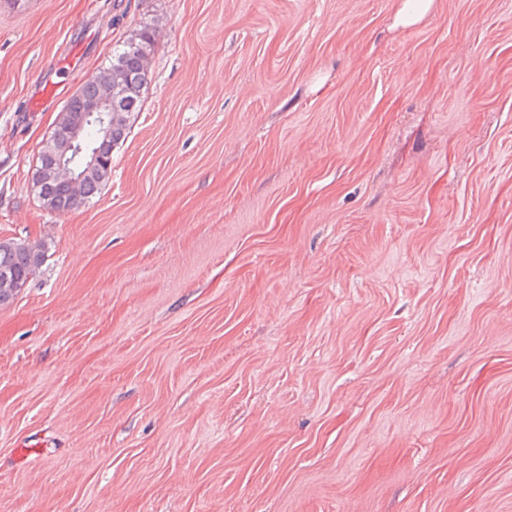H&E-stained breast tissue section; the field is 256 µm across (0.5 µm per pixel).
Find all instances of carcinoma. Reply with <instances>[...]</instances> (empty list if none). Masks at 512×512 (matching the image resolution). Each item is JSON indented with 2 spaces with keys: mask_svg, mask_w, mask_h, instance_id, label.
I'll return each mask as SVG.
<instances>
[{
  "mask_svg": "<svg viewBox=\"0 0 512 512\" xmlns=\"http://www.w3.org/2000/svg\"><path fill=\"white\" fill-rule=\"evenodd\" d=\"M152 33L143 29L137 34L121 42L112 53V59L104 71H116L122 76L120 93L125 106L112 113V130L105 134L99 123H86L82 131V145L87 151H97L103 157L112 158L113 150L122 143L131 128V119L141 111L143 106V88L147 82L145 59L152 51ZM97 86L94 78L87 79L80 96L67 102L70 116L65 118L56 129L53 137L47 140L38 156L35 172H40L52 157L68 150L70 126L95 97ZM110 170L105 168L101 174L87 180L84 194L80 198L71 196L67 186L54 182L40 186L38 196L44 207L55 214H66L82 203L88 202L101 190L109 179ZM45 261V245L23 241L0 242V270L7 269L16 279L27 282L32 279Z\"/></svg>",
  "mask_w": 512,
  "mask_h": 512,
  "instance_id": "cac0c4a2",
  "label": "carcinoma"
}]
</instances>
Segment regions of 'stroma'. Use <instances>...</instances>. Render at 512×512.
I'll list each match as a JSON object with an SVG mask.
<instances>
[{
	"mask_svg": "<svg viewBox=\"0 0 512 512\" xmlns=\"http://www.w3.org/2000/svg\"><path fill=\"white\" fill-rule=\"evenodd\" d=\"M0 0V512H512V0ZM153 35L112 176L67 100ZM57 92L30 111L43 75ZM152 33L143 29L130 38L121 42L112 53L108 67L99 74L116 71L122 76L120 93L125 106L117 112H112V101L116 108L122 105L117 87H113L112 78L102 79L98 83V93L94 103L88 109L90 119H100L103 128L112 130L109 134L102 132L99 123L87 122L82 131V145L87 151H98L107 160H112L113 150L122 143L131 128V119L141 111L143 106V88L147 82V69L145 59L152 51ZM80 130L72 134L71 148L77 149L81 158L78 164L74 163L67 153L54 158L46 170L47 181H63L67 183L76 196L82 195L84 184L89 175L100 169L101 164L97 154L81 150ZM77 143V144H76ZM111 168L106 167L97 178L88 179L84 194L81 198L71 196L67 186L54 182L43 183L38 191L44 207L55 214H66L82 203L88 202L101 190L103 184L109 179ZM81 88L80 96L72 98L70 101L68 100L66 104V106L69 105L72 111L69 112L70 116L62 121L53 137L43 144L39 152L38 162L34 172V184L36 183L37 174L47 166L52 157L68 150L70 126L78 118L81 113L80 111H82L96 95L97 86L94 83V77L87 79ZM45 245L23 241L0 242V270L6 268L17 280L32 279L45 261Z\"/></svg>",
	"mask_w": 512,
	"mask_h": 512,
	"instance_id": "obj_1",
	"label": "stroma"
}]
</instances>
